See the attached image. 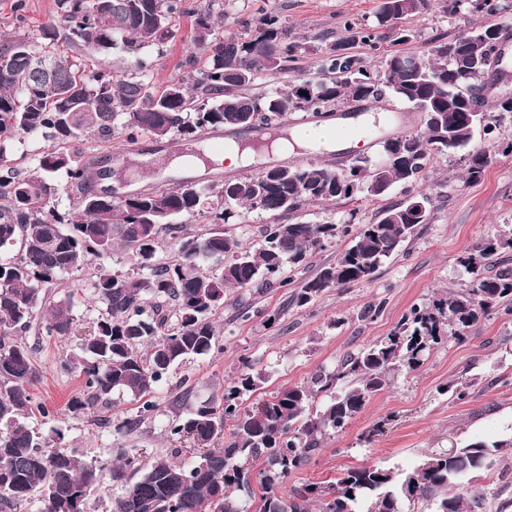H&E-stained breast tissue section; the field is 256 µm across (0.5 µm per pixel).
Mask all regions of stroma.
<instances>
[{
  "label": "stroma",
  "instance_id": "35a3bbf8",
  "mask_svg": "<svg viewBox=\"0 0 512 512\" xmlns=\"http://www.w3.org/2000/svg\"><path fill=\"white\" fill-rule=\"evenodd\" d=\"M500 2L502 11L474 14L451 11L441 0H431L427 10L398 21V28L410 32L409 42H397L393 31L385 29L377 49L356 42L352 51L375 69L384 57L397 51L428 55L433 39L439 36L465 34L490 25L512 28V0ZM378 6L379 0H226L224 10L231 18L278 12L291 33L309 47L293 74L315 79L329 39L347 36L344 19L373 24ZM55 24V0H0V35L20 34L41 45L46 28ZM191 50L190 21L184 17L175 25L164 55L149 56L151 86L157 90L166 86L179 74ZM481 94L494 131L489 135L476 131L468 145L469 151L489 153L479 180H467L461 154L439 156L412 186L394 185L378 198L309 204L295 214V221L308 224H365L375 220L383 207L408 195L425 200L427 224L383 262L372 281L327 289L302 308L291 304L292 284L334 262L347 247V239L339 238L313 253L306 266L284 270L290 286L274 282L225 289L224 303L214 316L219 333L215 349L177 365L152 395L158 406L153 418L133 428L126 421L135 415L139 402L125 393H114L111 403L99 408V422L73 413L70 403L82 397V380L78 372L63 370L61 362L75 352L77 340L46 336L31 328L23 340L32 350L38 372L32 392L46 409L45 415L31 418V426L50 446L76 451L104 469L124 455H139L145 463L156 452L174 445L165 428L172 416L171 401L180 390H187L190 402L197 404L217 399L225 385L247 371L258 375L260 382L246 395V403L268 398L281 387L310 382L320 372L333 370L346 353L387 336L412 305L466 287L470 275L460 263L461 256L487 234L512 233V154L490 149L491 140H512V114L495 107L500 98L512 96V43L506 48L500 71L482 78ZM380 108L396 115L395 124L377 125L369 137L355 144L373 160L378 158L384 138L423 127L421 113L410 105L391 98ZM183 145L180 139L158 144L145 136L130 143L117 135L111 147L102 151L88 137L80 138L76 147L93 156L101 152L111 156L115 170L128 172L125 186L139 191L225 178L222 170L165 174L168 159L181 153ZM91 276L88 269L61 275L50 290L56 299L71 291L77 293L74 313L84 331L99 313ZM371 302L382 303V314L372 321L361 319V310ZM461 376L471 378L473 385L468 398L458 401L447 394L446 387ZM383 419L390 422L387 432L374 443H361L360 435ZM511 435L512 335H507L501 319L493 317L479 323L466 340L442 344L416 371L392 376L389 387L375 395L344 432L327 438L310 464L286 478L283 489L288 492L307 483L332 481L354 466L407 469L475 440L490 443Z\"/></svg>",
  "mask_w": 512,
  "mask_h": 512
}]
</instances>
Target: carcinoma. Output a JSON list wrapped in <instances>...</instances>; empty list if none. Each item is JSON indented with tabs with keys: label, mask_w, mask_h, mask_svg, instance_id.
<instances>
[{
	"label": "carcinoma",
	"mask_w": 512,
	"mask_h": 512,
	"mask_svg": "<svg viewBox=\"0 0 512 512\" xmlns=\"http://www.w3.org/2000/svg\"><path fill=\"white\" fill-rule=\"evenodd\" d=\"M429 0H382L373 28L422 12ZM454 10L496 13L499 0H450ZM56 15L68 43L94 54L123 49L131 57L121 71L87 67L63 55L54 44L39 47L27 40L0 45V249L19 246V258L0 260V502L7 507L38 501L40 512H88L93 491L101 486L95 463L73 452L46 449L25 419L43 406L33 402L38 380L28 346L19 340L39 324L46 336L76 333L75 294L60 300L46 289L66 272L78 271L93 257L112 253L114 244L131 251L136 271L114 275L99 268L91 288L102 313L79 342V358L63 361L79 370L84 399L75 412L111 402L126 392L141 400L127 425L149 419L156 405L148 396L183 360L208 354L217 342L212 320L227 287L245 288L300 267L310 252L331 240L351 239L336 262L298 283L293 299L302 307L329 288L369 281L408 236L428 223V213L406 200L385 207L367 224H264L257 248L243 246L222 231L180 238L179 259L155 263L158 239L165 230L177 235L176 216L208 218L226 224L231 207L293 213L309 203H334L359 192L382 196L396 183L415 182L432 156L466 145L474 135L469 112L484 105L477 82L487 54V38L502 34L487 26L441 39L426 57L392 53L372 71L350 52L349 42L330 44L320 64L321 78H297L269 96L246 93L258 75L293 69L306 44L291 37L281 16L235 19L243 33L222 35L224 0H56ZM190 18L193 42L205 64L196 62L161 91L145 80L146 51L164 54L172 27ZM56 63L51 74L44 63ZM392 96L429 113L424 130L387 137L376 163L359 158L341 170L310 164L280 166L249 178L219 184H184L123 200L97 190L96 162L69 143L81 136L102 142L115 135L130 141L145 135L163 141L193 139L205 128L241 129L254 112L259 126H284L290 112L331 110L350 101ZM21 134H41L51 142L39 164L14 165L5 143ZM484 151L467 156V179L481 177ZM77 191L74 212L62 213L53 197ZM512 250V235L493 234L477 242L462 265L471 275L467 287L414 305L385 337L344 356L333 371L311 383L285 386L271 397L243 406L256 389L242 373L224 387L221 399L180 404L169 421L170 436L200 444L188 463L158 453L147 466L125 457L109 470L110 481L125 487L109 512H247L244 494L252 481L261 487L256 512H415L416 504L434 512H478L484 497L471 486L475 474L497 457L512 456V437L490 445L472 441L452 455L434 457L411 469L381 465L349 467L327 484L309 483L281 492L292 471L313 460L331 433L343 431L367 402L390 385V374L417 370L431 352L453 338L465 340L482 320L512 321V267L483 274L489 260ZM150 271V277L141 271ZM177 301V324L149 297ZM320 394L330 401L317 412L310 406ZM231 430L222 448L207 444ZM262 462L253 472L251 463ZM143 471L130 482L131 474Z\"/></svg>",
	"instance_id": "1"
}]
</instances>
